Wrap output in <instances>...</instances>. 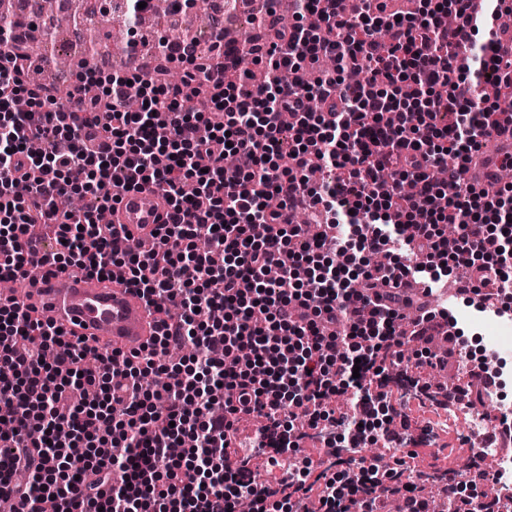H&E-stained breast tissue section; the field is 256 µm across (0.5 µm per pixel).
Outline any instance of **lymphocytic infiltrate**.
I'll use <instances>...</instances> for the list:
<instances>
[{"label":"lymphocytic infiltrate","mask_w":512,"mask_h":512,"mask_svg":"<svg viewBox=\"0 0 512 512\" xmlns=\"http://www.w3.org/2000/svg\"><path fill=\"white\" fill-rule=\"evenodd\" d=\"M295 2L285 26L261 0L232 65L223 35L206 58L143 35L130 46L157 48L146 73L81 68L64 102L27 79L40 28L19 17L0 31V279L117 269L158 316L150 346L97 357L92 371L86 345L0 300V408L12 412L0 495L15 512H236L244 497L250 512H298L311 497L320 512H386L394 499L431 512L411 488L425 471L362 455L410 427L373 387L396 367L446 409L482 391L422 379L459 335L434 353L435 311L410 319L369 293L455 270L478 275L481 303L512 296V184L488 194L464 180L512 101V59L470 0H418L399 16L377 0L349 15L339 0ZM462 31L459 68L449 51ZM327 58L332 70L314 76ZM352 69L368 82L347 83ZM149 185L168 210L141 253L97 214ZM76 194L82 209L59 207ZM175 346L193 353L163 362ZM120 375L130 391L114 387ZM345 393L340 415L331 402ZM247 412L263 421L255 435L278 481L239 455ZM319 426L339 429L342 467L301 455ZM484 477L444 485L448 512H494L465 493Z\"/></svg>","instance_id":"f902f5d3"}]
</instances>
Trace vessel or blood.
<instances>
[{
	"label": "vessel or blood",
	"mask_w": 512,
	"mask_h": 512,
	"mask_svg": "<svg viewBox=\"0 0 512 512\" xmlns=\"http://www.w3.org/2000/svg\"><path fill=\"white\" fill-rule=\"evenodd\" d=\"M495 153L473 158L465 173L477 188L496 190L495 174L504 156H512V123L500 121L492 130ZM167 203L162 193L149 186L122 195L114 223L124 225L134 238H151L164 220ZM18 302L34 306L41 319L60 327L67 340L83 338L98 353H125L146 345L157 326L143 300L125 285L100 282L82 276L49 275L37 280L16 281Z\"/></svg>",
	"instance_id": "obj_1"
}]
</instances>
